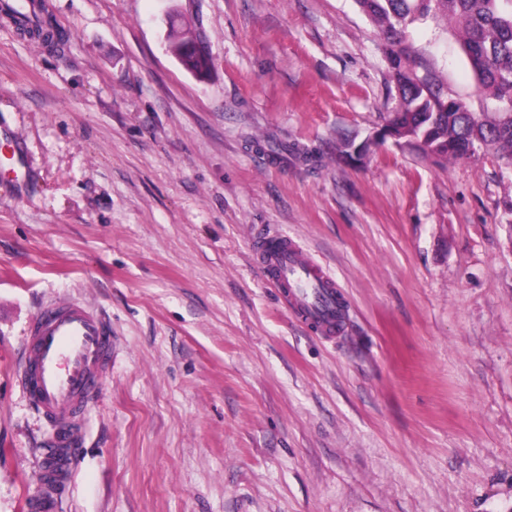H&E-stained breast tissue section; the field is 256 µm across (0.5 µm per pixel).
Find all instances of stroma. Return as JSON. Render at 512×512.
Masks as SVG:
<instances>
[{"mask_svg":"<svg viewBox=\"0 0 512 512\" xmlns=\"http://www.w3.org/2000/svg\"><path fill=\"white\" fill-rule=\"evenodd\" d=\"M41 4L63 41L0 16V512L38 489L15 372L65 301L112 368L57 512H512V167L376 139L398 98L355 0ZM410 40L485 111L454 22ZM268 233L333 273L336 338L262 276ZM201 43L203 44V49L206 51V55L197 54L195 52L180 54L177 46L171 40L169 47L175 57L188 71L196 76L204 77L211 69V58L203 40H201Z\"/></svg>","mask_w":512,"mask_h":512,"instance_id":"obj_1","label":"stroma"}]
</instances>
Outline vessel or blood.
Returning a JSON list of instances; mask_svg holds the SVG:
<instances>
[{"instance_id": "obj_1", "label": "vessel or blood", "mask_w": 512, "mask_h": 512, "mask_svg": "<svg viewBox=\"0 0 512 512\" xmlns=\"http://www.w3.org/2000/svg\"><path fill=\"white\" fill-rule=\"evenodd\" d=\"M258 263L295 318L323 336L340 332L333 276L305 260L288 236L268 234ZM112 358L111 330L97 313L77 303L52 304L32 319L19 385L58 435L43 451L44 466L30 512H56L71 473V439L77 415L96 393Z\"/></svg>"}]
</instances>
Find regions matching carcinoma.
Masks as SVG:
<instances>
[{
  "mask_svg": "<svg viewBox=\"0 0 512 512\" xmlns=\"http://www.w3.org/2000/svg\"><path fill=\"white\" fill-rule=\"evenodd\" d=\"M377 27L398 105L387 125L397 141L437 160L469 157V148L492 149L512 165V0H356ZM31 33L59 41V32L35 0H28ZM442 17L460 27L463 51L481 94L495 101L477 115L466 102L448 95L431 73H420L407 40L411 25ZM170 49L191 73L204 77L210 55Z\"/></svg>",
  "mask_w": 512,
  "mask_h": 512,
  "instance_id": "obj_1",
  "label": "carcinoma"
}]
</instances>
